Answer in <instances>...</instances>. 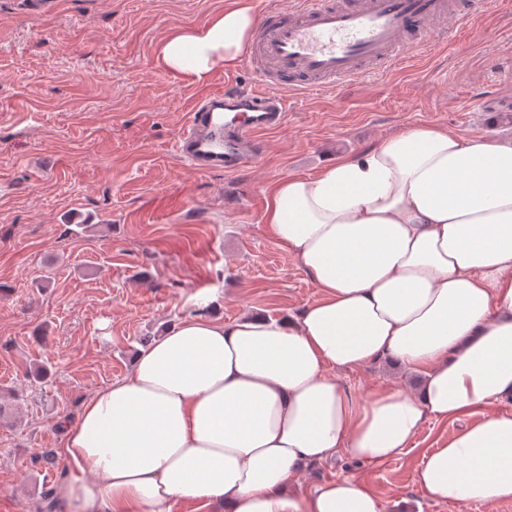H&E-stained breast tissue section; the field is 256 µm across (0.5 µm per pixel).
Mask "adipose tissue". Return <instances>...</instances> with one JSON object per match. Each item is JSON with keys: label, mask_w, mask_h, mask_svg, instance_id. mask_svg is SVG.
<instances>
[{"label": "adipose tissue", "mask_w": 512, "mask_h": 512, "mask_svg": "<svg viewBox=\"0 0 512 512\" xmlns=\"http://www.w3.org/2000/svg\"><path fill=\"white\" fill-rule=\"evenodd\" d=\"M251 0L172 32L157 64L188 82L233 69ZM264 221L318 290L298 313L178 320L65 430L63 512H386L360 480L305 488L311 464L394 458L457 420L414 482L430 500L512 501V139L406 127L273 187ZM417 391L354 400L336 373L383 360Z\"/></svg>", "instance_id": "1"}]
</instances>
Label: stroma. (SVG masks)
Returning a JSON list of instances; mask_svg holds the SVG:
<instances>
[{
    "mask_svg": "<svg viewBox=\"0 0 512 512\" xmlns=\"http://www.w3.org/2000/svg\"><path fill=\"white\" fill-rule=\"evenodd\" d=\"M0 0V512H46L64 467L65 420L129 372L149 342L205 312L279 317L317 296L263 214L270 188L313 174L411 125L512 137V0L468 23L433 24L431 48L391 73L292 94L285 124L258 135V161L202 174L175 141L202 85L160 70V44L230 0ZM493 42H486L487 34ZM394 362L341 370L355 397L393 384ZM454 420L427 421L401 455L314 464L304 486L351 475L387 512H506L427 499L414 482Z\"/></svg>",
    "mask_w": 512,
    "mask_h": 512,
    "instance_id": "stroma-1",
    "label": "stroma"
}]
</instances>
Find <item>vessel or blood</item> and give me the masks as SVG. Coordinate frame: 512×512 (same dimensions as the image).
Instances as JSON below:
<instances>
[{"mask_svg": "<svg viewBox=\"0 0 512 512\" xmlns=\"http://www.w3.org/2000/svg\"><path fill=\"white\" fill-rule=\"evenodd\" d=\"M485 0H277L257 21L244 62L257 83L228 82L191 107L176 152L200 172L252 164L259 133L282 126L290 92L324 91L367 68H395L446 16L466 20Z\"/></svg>", "mask_w": 512, "mask_h": 512, "instance_id": "obj_1", "label": "vessel or blood"}]
</instances>
